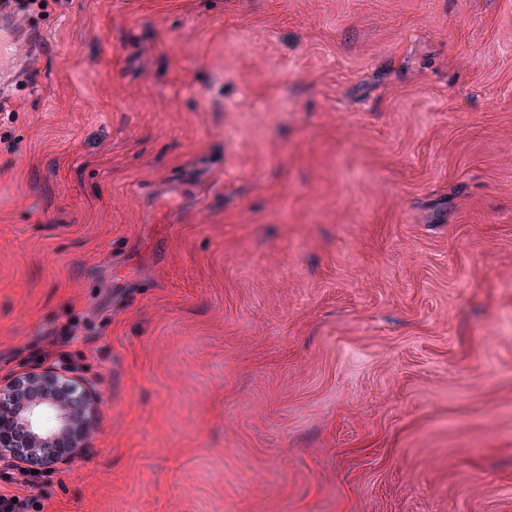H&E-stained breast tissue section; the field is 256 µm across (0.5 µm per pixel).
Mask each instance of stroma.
<instances>
[{
	"mask_svg": "<svg viewBox=\"0 0 512 512\" xmlns=\"http://www.w3.org/2000/svg\"><path fill=\"white\" fill-rule=\"evenodd\" d=\"M35 25L0 113V384L84 318L65 360L101 401L31 512H512V0Z\"/></svg>",
	"mask_w": 512,
	"mask_h": 512,
	"instance_id": "obj_1",
	"label": "stroma"
}]
</instances>
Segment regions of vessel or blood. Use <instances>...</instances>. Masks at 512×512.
<instances>
[{
	"label": "vessel or blood",
	"mask_w": 512,
	"mask_h": 512,
	"mask_svg": "<svg viewBox=\"0 0 512 512\" xmlns=\"http://www.w3.org/2000/svg\"><path fill=\"white\" fill-rule=\"evenodd\" d=\"M39 31L23 20L15 0H0V100L23 79L24 59Z\"/></svg>",
	"instance_id": "1"
}]
</instances>
